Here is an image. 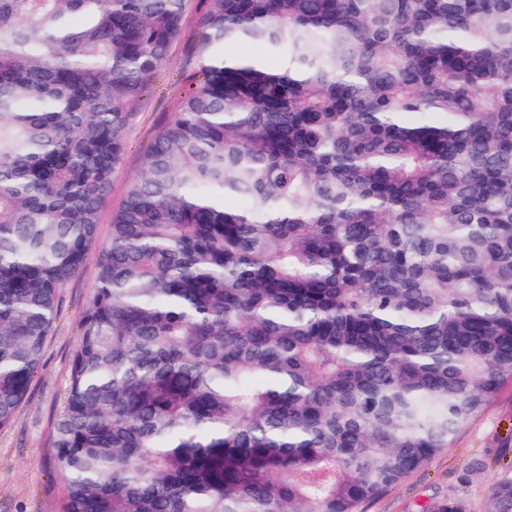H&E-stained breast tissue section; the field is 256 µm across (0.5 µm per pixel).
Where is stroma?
Segmentation results:
<instances>
[{
  "label": "stroma",
  "mask_w": 512,
  "mask_h": 512,
  "mask_svg": "<svg viewBox=\"0 0 512 512\" xmlns=\"http://www.w3.org/2000/svg\"><path fill=\"white\" fill-rule=\"evenodd\" d=\"M200 0H187L185 34L173 43L162 69L150 80L126 130V152L112 173V192L103 204L97 228L98 243L111 235L112 214L127 186L142 171L143 157L154 136L171 119L192 77L201 67L194 36L200 31ZM96 252H89L83 271L61 291L59 311L48 336L41 363L29 386L26 401L12 424L0 429V512H63L67 486L51 445L55 419L69 382L70 361L80 336L81 317L94 291ZM512 442V382L441 449L382 497L363 504L362 512H418L430 498L448 493L469 500L474 512H484L487 489L500 473L486 470L462 483L469 463L496 457L502 442Z\"/></svg>",
  "instance_id": "1"
}]
</instances>
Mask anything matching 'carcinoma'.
Segmentation results:
<instances>
[{
    "label": "carcinoma",
    "mask_w": 512,
    "mask_h": 512,
    "mask_svg": "<svg viewBox=\"0 0 512 512\" xmlns=\"http://www.w3.org/2000/svg\"><path fill=\"white\" fill-rule=\"evenodd\" d=\"M202 2L98 248L64 512H360L512 381V0ZM184 6L0 0V428Z\"/></svg>",
    "instance_id": "obj_1"
}]
</instances>
